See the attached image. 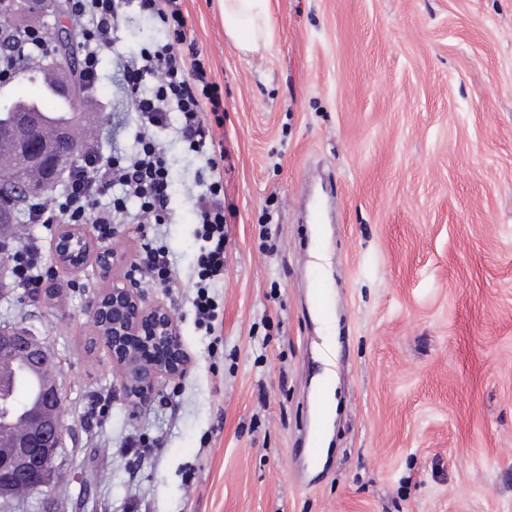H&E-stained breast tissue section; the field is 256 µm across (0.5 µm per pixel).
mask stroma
Here are the masks:
<instances>
[{"instance_id":"obj_1","label":"stroma","mask_w":512,"mask_h":512,"mask_svg":"<svg viewBox=\"0 0 512 512\" xmlns=\"http://www.w3.org/2000/svg\"><path fill=\"white\" fill-rule=\"evenodd\" d=\"M224 90V278L215 331L192 299L199 158L164 141L167 224H122L136 257L157 233L190 364L148 407L121 392L90 302L130 272L56 267V224H28L44 292L0 290V325L46 339L68 430L45 494L14 512H512V0H270L269 46L224 33L219 0H184ZM83 143L136 112L112 52ZM321 197L314 227L304 209ZM336 308L334 345L309 291ZM332 378L328 455L306 465L316 392ZM107 397L94 428L84 412ZM152 442L135 458L128 442Z\"/></svg>"}]
</instances>
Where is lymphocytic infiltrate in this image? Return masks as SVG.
Wrapping results in <instances>:
<instances>
[{
  "label": "lymphocytic infiltrate",
  "instance_id": "f902f5d3",
  "mask_svg": "<svg viewBox=\"0 0 512 512\" xmlns=\"http://www.w3.org/2000/svg\"><path fill=\"white\" fill-rule=\"evenodd\" d=\"M65 12L78 28V79L87 99L98 97L100 55L110 48L116 22L127 6L159 19L173 29L174 39L132 53H116L114 63L126 97L139 114L133 147L126 152L94 145L65 173L55 201L29 200L34 224H92L101 237L112 235L113 225L135 219L161 225L169 220L171 173L158 134L174 128L188 149L203 157L199 191L194 198L197 235L202 242L196 260L198 282L193 299L199 322L211 324L217 310L209 293L224 274V147L210 135L212 125L224 123V96L213 81L206 60L186 33L183 0H64ZM47 36L35 27L16 28L0 23V81L21 67L43 61ZM139 202L128 216V199ZM0 257L10 265V287L36 295L42 284L44 252L41 241L22 233L0 241ZM136 268L141 277L162 288L179 284L178 272L165 247L148 239L141 245Z\"/></svg>",
  "mask_w": 512,
  "mask_h": 512
}]
</instances>
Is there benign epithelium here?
Listing matches in <instances>:
<instances>
[{"mask_svg":"<svg viewBox=\"0 0 512 512\" xmlns=\"http://www.w3.org/2000/svg\"><path fill=\"white\" fill-rule=\"evenodd\" d=\"M34 123L22 119L11 129L10 139L24 163L44 170L39 182H24L12 177L0 178V222L11 216V204L20 195L44 193L51 189L59 173L68 168L78 153V142L67 129L58 132L48 143L35 134ZM56 266L79 269L89 257L104 272L126 261L115 249L91 251L90 241L81 224H65L54 245ZM91 318L100 341L112 352V362L121 374V385L127 399L138 406L150 405L159 393L160 384L181 375L186 356L177 331L172 310L163 304L147 303L138 282L128 278L112 284V288L96 298ZM138 336L144 347L163 349L169 359L163 363L146 362L127 346ZM22 359L32 367L52 363L43 341L26 327L0 328V362ZM28 431L16 440L11 452L0 454V494L28 487L30 474H42L38 487H51L55 471L53 459L62 435L67 429L62 412V399L56 382L41 391V407L28 414Z\"/></svg>","mask_w":512,"mask_h":512,"instance_id":"1","label":"benign epithelium"}]
</instances>
